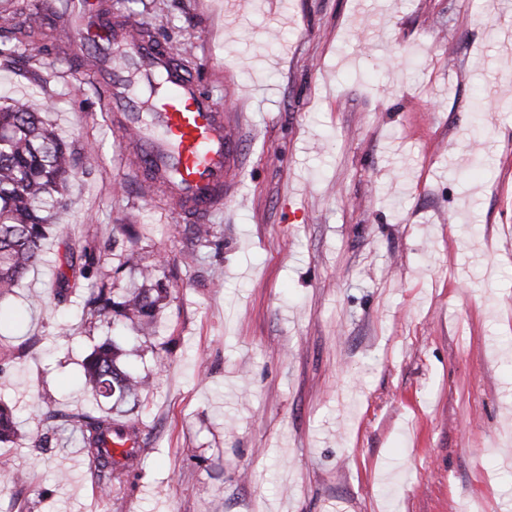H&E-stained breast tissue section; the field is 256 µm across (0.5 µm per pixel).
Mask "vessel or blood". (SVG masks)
<instances>
[{
	"instance_id": "b4317fda",
	"label": "vessel or blood",
	"mask_w": 512,
	"mask_h": 512,
	"mask_svg": "<svg viewBox=\"0 0 512 512\" xmlns=\"http://www.w3.org/2000/svg\"><path fill=\"white\" fill-rule=\"evenodd\" d=\"M77 25L81 38L70 48L98 45L96 78L111 91L104 108L131 134L121 144L124 165L144 193L163 191L180 213L207 222L239 188L236 125L164 46L113 21L104 0H81Z\"/></svg>"
}]
</instances>
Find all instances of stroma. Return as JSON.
Instances as JSON below:
<instances>
[{
  "mask_svg": "<svg viewBox=\"0 0 512 512\" xmlns=\"http://www.w3.org/2000/svg\"><path fill=\"white\" fill-rule=\"evenodd\" d=\"M111 2L190 44L239 120L240 187L222 250L197 244L118 161L93 48L62 53L60 25L0 54V105L77 160L43 262L0 296V469L30 476L0 512H512V0ZM89 238L102 269L133 249L165 272L153 335L57 303ZM107 334L153 387L140 464L104 492L64 416L96 405L80 363Z\"/></svg>",
  "mask_w": 512,
  "mask_h": 512,
  "instance_id": "35a3bbf8",
  "label": "stroma"
}]
</instances>
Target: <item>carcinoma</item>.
<instances>
[{
    "label": "carcinoma",
    "instance_id": "cac0c4a2",
    "mask_svg": "<svg viewBox=\"0 0 512 512\" xmlns=\"http://www.w3.org/2000/svg\"><path fill=\"white\" fill-rule=\"evenodd\" d=\"M44 28L34 12L17 30L26 40L43 33ZM73 169L68 145L42 113L18 102L0 107V296L12 292L42 259L49 228L63 221L68 209L66 190ZM97 250L90 241L80 248L84 258L80 276L86 280L94 276ZM122 263L137 268L146 285L119 294L112 289V273L102 271L81 294L82 316L91 325L104 318L149 336L169 296L168 284L157 278L156 266L142 264L133 250L123 256ZM74 295L76 284L60 273L55 298L65 304ZM125 356L121 342L110 337L101 340L82 360L80 381L95 397H114L141 407L151 382L127 365ZM68 421L95 464L94 474L103 482V489L122 483L128 459L141 454L146 443L139 420L131 419L117 428L108 412H78L68 416ZM15 434L12 407L0 401V442L12 440ZM114 444L129 446L124 459H115Z\"/></svg>",
    "mask_w": 512,
    "mask_h": 512
}]
</instances>
